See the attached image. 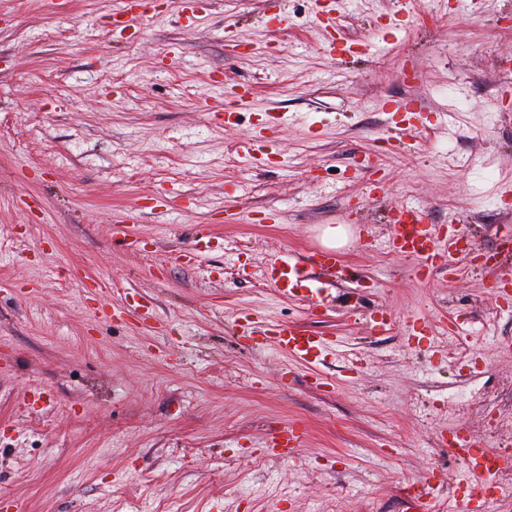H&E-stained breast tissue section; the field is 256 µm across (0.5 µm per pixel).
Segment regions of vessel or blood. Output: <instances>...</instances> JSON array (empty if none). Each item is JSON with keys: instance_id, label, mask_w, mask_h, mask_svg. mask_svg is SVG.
<instances>
[{"instance_id": "vessel-or-blood-1", "label": "vessel or blood", "mask_w": 512, "mask_h": 512, "mask_svg": "<svg viewBox=\"0 0 512 512\" xmlns=\"http://www.w3.org/2000/svg\"><path fill=\"white\" fill-rule=\"evenodd\" d=\"M272 139L268 127H261L255 136L244 140L240 146L249 159L258 161L264 156V148ZM391 248L399 256L420 261L424 274L430 275L454 267L459 254V241L448 236L436 239L434 229L424 209L412 204L399 206L392 216ZM346 267L339 254L332 251L314 250L303 256L288 253L271 259L267 266V278L280 295H296L303 282L311 278L333 277ZM238 334L252 341L254 347L274 342L292 358L311 363L330 348L331 343L322 336L310 333L300 324H281L269 321L263 314L255 313L238 322ZM303 435L299 428L285 426L270 433L265 442L267 455L295 460ZM441 446L447 447L466 464L465 474L456 489V499L461 512H490L504 495L501 477L512 471V453L492 451L478 447L462 430L439 435ZM444 482L433 479L430 487L406 483L402 487L409 512H438V493Z\"/></svg>"}]
</instances>
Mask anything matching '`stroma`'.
<instances>
[{
    "label": "stroma",
    "mask_w": 512,
    "mask_h": 512,
    "mask_svg": "<svg viewBox=\"0 0 512 512\" xmlns=\"http://www.w3.org/2000/svg\"><path fill=\"white\" fill-rule=\"evenodd\" d=\"M196 2V22L157 0L120 36L122 0H0V512H404L401 485L433 472L448 498L465 466L436 434L512 450V299L480 260L512 226V0H336L338 37L370 45L353 55L330 54L315 0ZM241 83L251 108L218 123ZM407 97L423 112L395 147L383 104ZM267 112L259 166L237 145ZM404 203L469 244L457 275L390 251ZM329 224L355 233L354 275L315 316L265 269ZM254 312L333 346L254 350L234 327ZM292 424L300 460L264 455Z\"/></svg>",
    "instance_id": "stroma-1"
}]
</instances>
